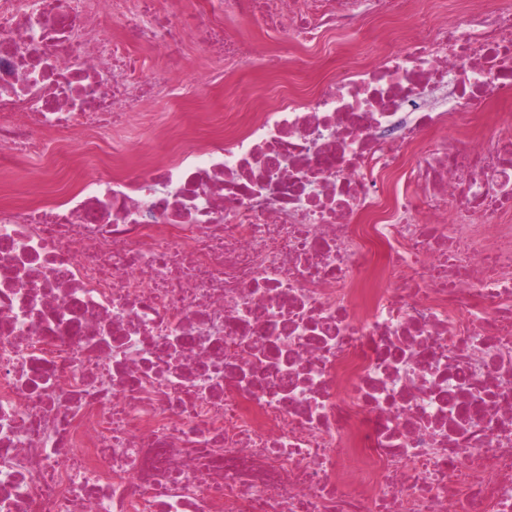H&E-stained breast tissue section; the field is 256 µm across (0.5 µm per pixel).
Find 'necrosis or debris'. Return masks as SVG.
Segmentation results:
<instances>
[{"mask_svg": "<svg viewBox=\"0 0 512 512\" xmlns=\"http://www.w3.org/2000/svg\"><path fill=\"white\" fill-rule=\"evenodd\" d=\"M503 102L512 0H0V512H512ZM189 53L193 59V66L186 72L184 78L193 83V89L200 94L197 98L203 101L211 112L224 111V93L219 86L209 82L207 75L208 62L206 57L196 47L193 39H188Z\"/></svg>", "mask_w": 512, "mask_h": 512, "instance_id": "obj_1", "label": "necrosis or debris"}]
</instances>
